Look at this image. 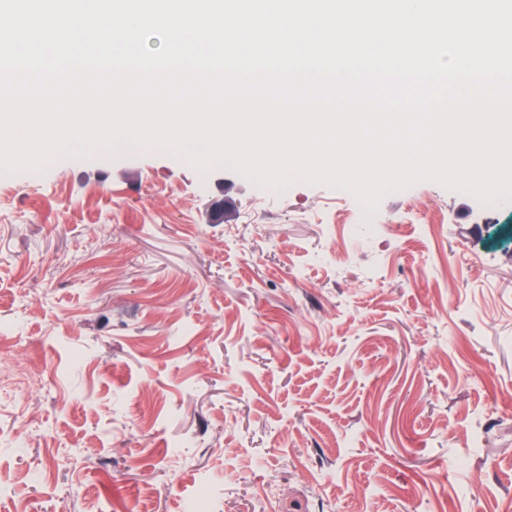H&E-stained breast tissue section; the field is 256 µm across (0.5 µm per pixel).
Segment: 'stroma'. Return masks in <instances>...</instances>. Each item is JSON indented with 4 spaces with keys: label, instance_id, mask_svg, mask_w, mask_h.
<instances>
[{
    "label": "stroma",
    "instance_id": "stroma-1",
    "mask_svg": "<svg viewBox=\"0 0 512 512\" xmlns=\"http://www.w3.org/2000/svg\"><path fill=\"white\" fill-rule=\"evenodd\" d=\"M0 512H512V203L0 175Z\"/></svg>",
    "mask_w": 512,
    "mask_h": 512
}]
</instances>
